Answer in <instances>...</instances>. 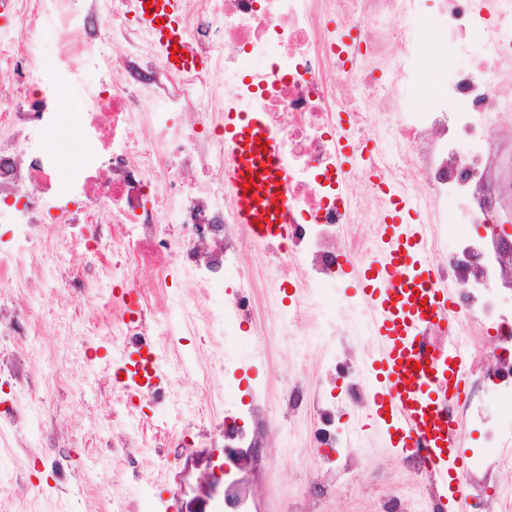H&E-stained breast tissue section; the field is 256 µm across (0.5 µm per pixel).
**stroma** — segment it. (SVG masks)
Returning a JSON list of instances; mask_svg holds the SVG:
<instances>
[{"mask_svg":"<svg viewBox=\"0 0 512 512\" xmlns=\"http://www.w3.org/2000/svg\"><path fill=\"white\" fill-rule=\"evenodd\" d=\"M62 18L48 20L36 31L15 34L29 63L35 68L47 65L54 52ZM111 50L92 49L89 63L66 71L61 78L59 109L75 112L89 87L92 62L111 58ZM51 257L40 269L46 286L37 312L41 335L31 337L23 349L39 391L47 393L54 405L53 424L59 438L54 448H4L0 446V512H113L111 487L120 482L130 500L138 501V512H163L173 503V493L181 484L192 492L186 498L194 512H204L209 496L207 467L203 459L211 450L208 434L224 415V379L210 370L207 336H186L184 348L196 350L199 362L183 378L187 389H204L199 411L186 414L191 431L198 434V448L192 454L200 467L187 473L169 466L173 449L157 446L133 448L128 454L113 456L112 401L87 385L76 390L77 371L66 368L65 357L73 348L62 324L63 314L78 307L77 299L54 289L55 277L63 272L94 277L101 267L111 265V249H103L92 260H84L81 246L72 239L71 227L54 224L44 233ZM279 311L258 302L252 316L250 342L233 341L232 356L242 370H255L264 378V397L272 407L280 405L284 376L298 372L307 380L309 397H316L324 376V356L309 346L304 360H296L288 337L276 335ZM266 351L264 361L254 358L255 345ZM343 419L359 435L360 451L353 457L337 455L330 469L313 463L310 443L320 427L318 417L308 415L288 420V431L269 436L264 447L246 455L238 476L244 492L255 504L254 512H290L296 504L310 501L314 512H380L383 502L411 482V472L399 449L389 447L371 425L366 410L344 409ZM70 457L73 474L52 467L54 457Z\"/></svg>","mask_w":512,"mask_h":512,"instance_id":"1","label":"stroma"}]
</instances>
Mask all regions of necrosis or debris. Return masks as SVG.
<instances>
[{"label":"necrosis or debris","mask_w":512,"mask_h":512,"mask_svg":"<svg viewBox=\"0 0 512 512\" xmlns=\"http://www.w3.org/2000/svg\"><path fill=\"white\" fill-rule=\"evenodd\" d=\"M203 0L186 13L189 44L203 58L200 69L174 73L160 53L143 54L147 36L132 25L134 0H80L57 42L59 64L84 60L88 48L119 44L114 70L124 76L114 87L104 74L80 110L64 117L57 110V68H32L14 38L0 34V68L13 78L0 86V224L9 237L0 240L1 303L19 318L0 319V335L23 341L39 335L36 322L22 318L39 282L29 268L42 248L48 224H81L87 251L99 252L111 240L113 260L94 285L70 277L61 286L82 296L92 317L69 319L75 340L106 336L117 358L95 368L94 379L111 386L113 416L123 431V445L144 448L145 430L129 398L145 394L153 405L193 409L202 392L159 381L156 360H173L193 368L194 355L170 351L168 326H149V307L174 305L195 318L193 330L220 337L211 361L229 369L232 356L225 338L238 334L251 319L257 288H299V312L277 324L281 336L295 337L297 357L318 333L307 325L326 288L346 264L369 258L378 243L383 212L399 199L415 204L427 223L482 224L486 235L464 238L455 252L443 253L432 238L429 253L439 277L454 276L457 305L471 315L462 339L476 359L485 353L478 338L496 325L503 347L512 350V310L506 309L498 282L512 256V144L494 134V117L512 115V96L500 88L512 84V0ZM445 31L448 42L434 59L420 52L425 28ZM483 30L472 42L474 30ZM427 89L422 108L410 105L404 91ZM163 98L162 111L142 120L140 102ZM389 113L374 111L376 102ZM230 112L254 114L275 138L288 170L287 236L258 244L275 254L274 266L261 271L240 266L239 253L254 241L238 223L232 205V159L223 139L214 135ZM351 152L348 170H340L339 142ZM74 143L80 160L61 167V147ZM362 181L366 194H353L351 182ZM348 224H365L347 251L337 238ZM155 270L158 293L144 295L140 273ZM180 272L198 286L197 293L165 294L169 272ZM233 289L223 293L226 274ZM119 319H112L114 303ZM327 373L345 379L344 403L366 407L370 389L361 366L330 349ZM497 409L488 415L472 398L455 402L454 412L469 415L481 433L484 456L471 461V512H512V487L487 493L495 472L512 468V360L482 368L472 383ZM253 397L238 406L235 395L224 402V419L216 429L225 463L235 464L245 450L282 424L254 381ZM306 381L294 376L281 388L289 410H317L323 417L315 438L314 460L329 461V448L353 450L357 442L337 422L327 400L310 403ZM19 407L0 410V441L25 433L27 442L47 439L44 400L31 380L19 387ZM421 495L403 489L386 501L382 512H440V498L429 487L425 449L408 458Z\"/></svg>","instance_id":"4bbe7bcc"}]
</instances>
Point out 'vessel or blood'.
Wrapping results in <instances>:
<instances>
[{"label":"vessel or blood","instance_id":"b4317fda","mask_svg":"<svg viewBox=\"0 0 512 512\" xmlns=\"http://www.w3.org/2000/svg\"><path fill=\"white\" fill-rule=\"evenodd\" d=\"M137 22L161 50L169 70L187 71L197 65L181 0H153L150 10H138ZM175 45L181 50L176 58L170 52ZM224 141L233 159L234 206L241 223L252 225L257 238L281 237L288 174L274 139L259 117L232 115L224 125ZM424 229V224L404 222L401 208L389 209L378 250L353 269L378 343L367 363L370 410L405 448L429 450L439 487L451 488L457 512H469L461 422L444 417L442 410L467 384L473 355L453 340L439 347L426 344L432 326L442 324L454 331L463 320L455 282L439 279L431 270Z\"/></svg>","mask_w":512,"mask_h":512}]
</instances>
